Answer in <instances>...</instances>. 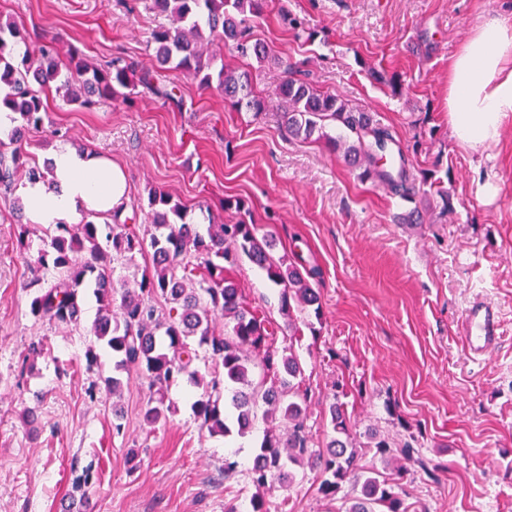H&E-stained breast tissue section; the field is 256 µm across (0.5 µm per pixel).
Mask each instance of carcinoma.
<instances>
[{"mask_svg":"<svg viewBox=\"0 0 512 512\" xmlns=\"http://www.w3.org/2000/svg\"><path fill=\"white\" fill-rule=\"evenodd\" d=\"M149 9L168 19L151 33L156 70L139 71L120 59L92 68L76 49L63 64L51 40L26 49L18 60L6 41L8 36L18 37L16 24L0 22V85L8 88L0 97V108L23 121L9 143L0 141V188L10 190L21 171L29 182L52 173L51 163L30 164L23 157L26 134L42 130L47 111L42 92L53 83L66 90L68 102L83 107L116 99L119 87L138 86L178 103L180 96L158 83L159 71L172 65L200 77L205 89L218 82L224 98L237 108L262 111L265 102L255 94L248 74L224 65L211 72L216 55L208 52V46L219 41L232 43L242 57L252 56L262 66L283 70L276 98L291 136L309 139L317 133L325 137L326 123H334L341 129L336 141L345 145L346 161L362 168V178L386 185L402 200L425 187L428 194L448 202L436 172L423 171L419 179L409 172L393 130L374 123L365 112L354 111L341 97L290 77V65L253 38L250 21L264 14L265 0H150ZM149 205L153 232L147 240L129 226L130 217L118 211L104 225L91 221L55 225L48 249L39 258L42 268L54 271L53 281L32 292L31 313L61 325H77L82 315L81 291H91L98 304L93 334L112 354V376L105 378L107 392L114 399L121 395L124 373L145 375L152 388L144 408L149 425L166 417L171 409L167 388L182 377L203 387L193 407L212 435H229L231 417L238 433L245 435L257 415H262L261 452L248 473L257 489L275 477L290 482L295 468L307 466L319 472L318 491L329 502L337 499L346 481L361 485L360 495L342 500L341 512H408L401 481L415 464L410 445L394 448L384 439L377 440V453L394 462L392 474L382 477L361 470L344 405L335 402L329 413L336 437L321 450L310 447L305 432L308 391L302 388L300 356L291 347L281 355L273 349L277 327L246 303L241 289L226 275L224 263L244 256L265 271L280 289L293 337L302 336L300 325H308L305 313L320 315L318 290L297 266L274 257L272 236L259 234L256 225L210 224L203 233L195 224L171 221L173 216L182 218V208L169 193L152 191ZM147 246L152 250V267L136 286L114 279L111 262L131 258ZM155 299L181 310L179 320L160 318L152 304ZM218 311L224 314L222 332L212 326V314ZM200 348L209 352L219 368L206 383L194 369Z\"/></svg>","mask_w":512,"mask_h":512,"instance_id":"carcinoma-1","label":"carcinoma"}]
</instances>
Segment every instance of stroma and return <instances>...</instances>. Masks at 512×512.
I'll return each mask as SVG.
<instances>
[{
  "label": "stroma",
  "mask_w": 512,
  "mask_h": 512,
  "mask_svg": "<svg viewBox=\"0 0 512 512\" xmlns=\"http://www.w3.org/2000/svg\"><path fill=\"white\" fill-rule=\"evenodd\" d=\"M511 9L512 0H268L255 25L295 78L394 130L412 149L411 173L444 179V200L404 201L362 179L332 144L336 127L324 138L289 137L276 98L280 69L222 43L213 53L250 74L263 112L236 110L220 89L166 70L182 109L139 89L85 108L52 89L45 130L25 147L40 163L60 144L111 157L127 172V213L139 234L150 228L154 189L180 203L186 223L251 220L272 234L276 256L313 275L322 303L313 333L290 342L278 290L247 259L230 275L249 306L278 325L275 349L294 348L304 364L315 447L333 435L336 400L364 468L389 470L374 439L400 446L415 438L435 469L405 478L408 512H512V118L500 143L481 152L448 128L450 58L484 17ZM286 13L306 19L311 37L295 38ZM0 19L14 21L25 43L56 38L64 60L75 48L94 67L117 57L156 65L150 33L160 19L146 0H0ZM375 71L385 82L372 79ZM487 182L494 197L480 192ZM18 199L0 194V512H248L256 488L245 469L258 433L210 435L192 409L199 390L184 380L168 390L166 420L144 426L147 380L132 375L114 399L100 371L85 367L96 342L94 299L66 329L31 315L29 284L52 230L21 228L11 217ZM413 210L419 223H405ZM478 298L502 310L506 343L475 361L459 331ZM116 405L120 435L112 432ZM228 458L240 468L231 479ZM86 467L94 481L75 491ZM319 483L316 471L297 469L270 495L271 512H337Z\"/></svg>",
  "instance_id": "obj_1"
}]
</instances>
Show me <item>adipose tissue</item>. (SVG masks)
Masks as SVG:
<instances>
[{
	"label": "adipose tissue",
	"instance_id": "ef3b65f1",
	"mask_svg": "<svg viewBox=\"0 0 512 512\" xmlns=\"http://www.w3.org/2000/svg\"><path fill=\"white\" fill-rule=\"evenodd\" d=\"M512 116V13L476 24L448 63V127L462 146L498 144ZM53 172L21 189V204L37 224H75L83 214L104 216L126 206V174L102 155L58 146Z\"/></svg>",
	"mask_w": 512,
	"mask_h": 512
}]
</instances>
